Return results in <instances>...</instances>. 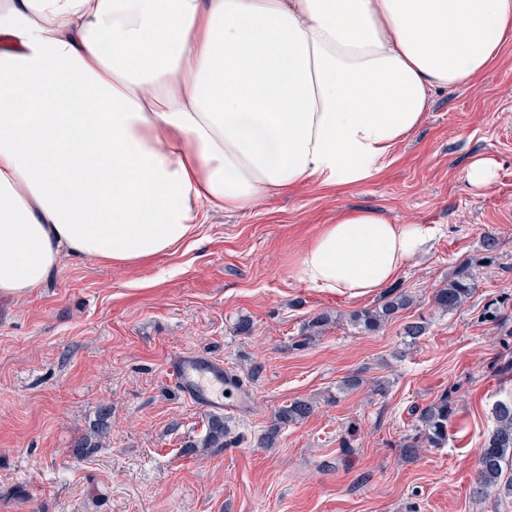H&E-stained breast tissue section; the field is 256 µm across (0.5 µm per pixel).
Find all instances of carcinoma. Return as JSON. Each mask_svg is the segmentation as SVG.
Segmentation results:
<instances>
[{"label":"carcinoma","instance_id":"obj_1","mask_svg":"<svg viewBox=\"0 0 512 512\" xmlns=\"http://www.w3.org/2000/svg\"><path fill=\"white\" fill-rule=\"evenodd\" d=\"M475 288L470 267L461 266L451 277L448 284L435 291L434 303L441 310L451 313L460 309L472 296ZM411 296L405 293L387 294L370 308H362L351 314L352 324L364 332H377L398 312L408 308ZM483 322L512 336L508 327L509 318L498 302L489 304L482 312ZM314 412V406L306 400H295L278 409L272 424L260 437V444L271 447L281 429L288 424L306 420ZM455 413V397L451 391H443L429 404L411 409L415 419L414 432L400 442L403 456L414 458L423 448H441L448 442V422ZM495 427L484 441L479 453L478 469L473 482V495L487 497H512V475L504 473L505 467L512 463V399L497 402L493 408ZM227 436L226 421L218 415L207 420L204 446L208 448L224 447Z\"/></svg>","mask_w":512,"mask_h":512}]
</instances>
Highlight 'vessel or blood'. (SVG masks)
Here are the masks:
<instances>
[{"label": "vessel or blood", "mask_w": 512, "mask_h": 512, "mask_svg": "<svg viewBox=\"0 0 512 512\" xmlns=\"http://www.w3.org/2000/svg\"><path fill=\"white\" fill-rule=\"evenodd\" d=\"M166 374L188 399L206 408L218 406L225 388L232 384L224 375L223 362L186 352L172 358Z\"/></svg>", "instance_id": "1"}]
</instances>
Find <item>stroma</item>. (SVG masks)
<instances>
[{
    "label": "stroma",
    "instance_id": "35a3bbf8",
    "mask_svg": "<svg viewBox=\"0 0 512 512\" xmlns=\"http://www.w3.org/2000/svg\"><path fill=\"white\" fill-rule=\"evenodd\" d=\"M397 155L353 189L303 186L208 214L193 242L131 266L63 255L41 288L0 299V512H512L510 497L470 493L492 408L512 398V374L495 368L512 336L481 320L496 301L512 315V49L479 83L435 92ZM478 155L496 163L480 190L465 177ZM361 208L440 227L393 283L413 305L372 334L349 315L379 294H327L296 277L320 227ZM464 263L473 297L435 308L434 290ZM321 315L319 337L299 346ZM420 316L429 331L413 344L403 327ZM244 320L250 332H238ZM183 352L223 361L248 391L247 408L223 411L231 445L203 447L208 410L168 382ZM350 375L364 386L342 390ZM377 380L380 395L368 388ZM449 388L447 444L404 459L410 408ZM297 399L313 415L262 447L275 411ZM84 438L97 446L81 456Z\"/></svg>",
    "mask_w": 512,
    "mask_h": 512
}]
</instances>
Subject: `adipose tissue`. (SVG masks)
<instances>
[{
  "label": "adipose tissue",
  "mask_w": 512,
  "mask_h": 512,
  "mask_svg": "<svg viewBox=\"0 0 512 512\" xmlns=\"http://www.w3.org/2000/svg\"><path fill=\"white\" fill-rule=\"evenodd\" d=\"M512 44V0H0V297L61 254L169 253L213 211L356 187L432 94ZM358 209L302 250L299 281L352 297L435 238Z\"/></svg>",
  "instance_id": "1"
}]
</instances>
